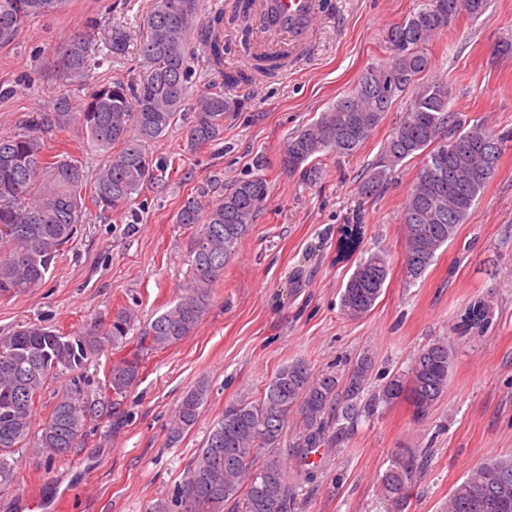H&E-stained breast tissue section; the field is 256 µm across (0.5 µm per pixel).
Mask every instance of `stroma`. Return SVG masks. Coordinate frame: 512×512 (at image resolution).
I'll return each mask as SVG.
<instances>
[{
  "instance_id": "stroma-1",
  "label": "stroma",
  "mask_w": 512,
  "mask_h": 512,
  "mask_svg": "<svg viewBox=\"0 0 512 512\" xmlns=\"http://www.w3.org/2000/svg\"><path fill=\"white\" fill-rule=\"evenodd\" d=\"M314 50L293 54L274 78L225 88L235 109L222 139L187 152L181 127L151 147L176 173L147 186L122 213L88 208L78 236L37 290L0 298V333L35 322L62 333L80 331L124 305L146 321L170 307L190 278V229L173 218L188 195L209 180L231 185L263 173L269 194L238 253L213 287L210 306L192 336L149 354L127 394L124 424L101 417L79 448L46 461L17 453L13 487L0 493V512H147L175 498L210 425L226 402L262 391L295 360L314 374L345 376L362 355L372 358L370 389L408 370L414 354L447 339L454 351L448 389L425 420L405 402L360 417L333 447L312 460L318 478L299 485L295 512H395L380 497L379 480L393 450H427L404 512H446L448 494L473 466L512 455V146L458 235L438 251L415 282L403 269L402 204L420 168L398 165L371 197L359 192L369 164L402 116L387 113L355 153L327 155L319 179L285 171L289 137L349 93L362 72L392 55L388 29L421 0H316ZM153 0H66L33 19L0 48V134L63 91L54 66L71 35L90 43V81L132 76L139 69L136 36ZM129 35L112 53V29ZM512 0H488L478 18L459 13L428 46L422 82L451 84L452 109L466 124L512 133ZM70 152L95 177L104 156L70 131L48 142L49 155ZM390 255V272L373 310L352 320L340 296L356 263L369 253ZM484 304L489 323L463 326L465 309ZM207 382L197 424L177 445L166 428L183 394Z\"/></svg>"
}]
</instances>
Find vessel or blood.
<instances>
[{"instance_id":"1","label":"vessel or blood","mask_w":512,"mask_h":512,"mask_svg":"<svg viewBox=\"0 0 512 512\" xmlns=\"http://www.w3.org/2000/svg\"><path fill=\"white\" fill-rule=\"evenodd\" d=\"M252 9L266 34L289 40L296 47L308 41L316 14V0H253Z\"/></svg>"}]
</instances>
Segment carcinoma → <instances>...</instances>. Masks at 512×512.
I'll use <instances>...</instances> for the list:
<instances>
[{
	"mask_svg": "<svg viewBox=\"0 0 512 512\" xmlns=\"http://www.w3.org/2000/svg\"><path fill=\"white\" fill-rule=\"evenodd\" d=\"M452 15L464 10L482 16L488 0H449ZM65 0H0V46L9 44L32 18L54 12ZM249 0H235L232 14H220L198 27L196 0H154L139 34L142 69L132 77L87 82V48L81 35L70 37L57 63L66 88L85 90L78 107L61 94L31 113L15 132L0 135V296L39 288L65 246L84 222L83 164L72 156H47V138L74 130L104 152L91 202L102 211L126 208L144 185L164 167L149 146L183 121L185 149L197 150L224 133L231 101L227 84L270 77L288 64V54L255 56L241 71H224V24L247 27ZM435 16L429 0L393 26L389 62L367 68L355 87L289 137L283 167L311 180L316 162L328 154L355 153L393 105L411 95L402 120L367 169L360 185L372 196L389 183L396 167L422 158V165L402 207L404 270L414 282L435 261L437 252L457 235L471 209L494 176L512 136L474 124L465 127L449 103L448 85L416 86L431 67L427 45L448 28ZM200 29L207 66L221 82L190 96V36ZM268 193L260 175L236 180L230 187L207 188L188 196L174 223L193 229L189 243L191 278L175 303L151 321L136 326V316L119 307L90 329L64 335L36 323L0 334V491L14 478L16 451L33 446L53 460L79 446L89 421L111 414L137 381L145 355L164 350L192 335L206 314L211 288L224 276L254 224ZM388 255L374 252L360 259L341 294L343 314L360 319L375 307L388 278ZM120 353L106 380L111 400L103 404L85 394L80 376L89 360L106 349ZM452 354L448 342L435 340L419 349L404 373L388 378L370 398L364 392L372 362L359 359L342 380L313 376L303 360L282 366L259 396L225 404L191 462L176 498L182 512H293L298 480L315 481L310 461L315 450L339 440L354 428L361 413L404 401L426 419L448 389ZM69 375L71 387L56 395L53 408L35 434L37 403L54 379ZM199 384L181 398L167 426V440L178 443L193 428L207 398ZM299 423L293 453L295 476L281 456L291 417ZM425 454L400 448L380 479L383 498L404 506L410 487L423 469ZM448 512H512V457L488 459L456 483Z\"/></svg>",
	"mask_w": 512,
	"mask_h": 512,
	"instance_id": "1",
	"label": "carcinoma"
}]
</instances>
